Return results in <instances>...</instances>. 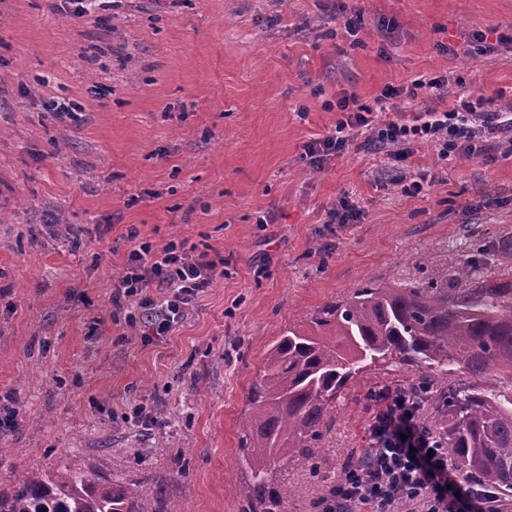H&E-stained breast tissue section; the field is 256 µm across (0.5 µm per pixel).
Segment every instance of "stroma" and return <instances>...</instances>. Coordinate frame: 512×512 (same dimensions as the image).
Returning <instances> with one entry per match:
<instances>
[{"label":"stroma","mask_w":512,"mask_h":512,"mask_svg":"<svg viewBox=\"0 0 512 512\" xmlns=\"http://www.w3.org/2000/svg\"><path fill=\"white\" fill-rule=\"evenodd\" d=\"M0 0V487L66 465L143 481L160 512H240L247 390L269 345L368 285L512 275V132L477 158L414 144L348 149L315 170L353 94L374 124L470 97L512 109V0ZM442 89L408 97L418 81ZM403 94L380 101L385 86ZM78 104L73 117L48 100ZM426 177L404 195L401 182ZM362 211L331 224L342 198ZM136 240H129V230ZM194 248L224 275L167 336L114 315L134 242ZM367 366L337 394L288 512H315L367 446L374 392L418 385ZM150 418L133 419L135 407Z\"/></svg>","instance_id":"35a3bbf8"}]
</instances>
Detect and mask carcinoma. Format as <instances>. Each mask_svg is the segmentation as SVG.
I'll list each match as a JSON object with an SVG mask.
<instances>
[{
  "instance_id": "cac0c4a2",
  "label": "carcinoma",
  "mask_w": 512,
  "mask_h": 512,
  "mask_svg": "<svg viewBox=\"0 0 512 512\" xmlns=\"http://www.w3.org/2000/svg\"><path fill=\"white\" fill-rule=\"evenodd\" d=\"M454 286L433 281L361 288L325 304L309 329L288 326L248 390L235 486L240 512H286L291 487L273 468L314 467L337 393L368 365L401 362L440 379L436 434L467 476L512 492V277L489 281L459 263ZM470 384L448 388V371ZM0 512H158L139 482H109L62 465L0 489Z\"/></svg>"
}]
</instances>
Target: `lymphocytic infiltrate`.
Returning a JSON list of instances; mask_svg holds the SVG:
<instances>
[{"instance_id":"f902f5d3","label":"lymphocytic infiltrate","mask_w":512,"mask_h":512,"mask_svg":"<svg viewBox=\"0 0 512 512\" xmlns=\"http://www.w3.org/2000/svg\"><path fill=\"white\" fill-rule=\"evenodd\" d=\"M341 117L334 131L307 144L305 156L311 166L324 157L341 152L351 141V130L371 127L380 147H394L395 160H406L414 143L428 142L440 155L457 153L476 158L482 153L472 119L512 130V113L494 110L492 100L482 97L462 108L428 112L413 124L391 120L372 127L369 108L355 95L336 101ZM215 263L194 260L176 244L152 253L150 244L133 248L126 271L112 291L115 311L128 322L143 321L154 335L168 333L187 314V307L218 277ZM167 289L165 299H154L150 291ZM413 389L382 390L376 395L377 410L368 429V446L357 461L347 464L319 512H398L400 504L420 512H501L496 491L476 480L460 481L448 462V450L440 438L419 420L420 405Z\"/></svg>"}]
</instances>
